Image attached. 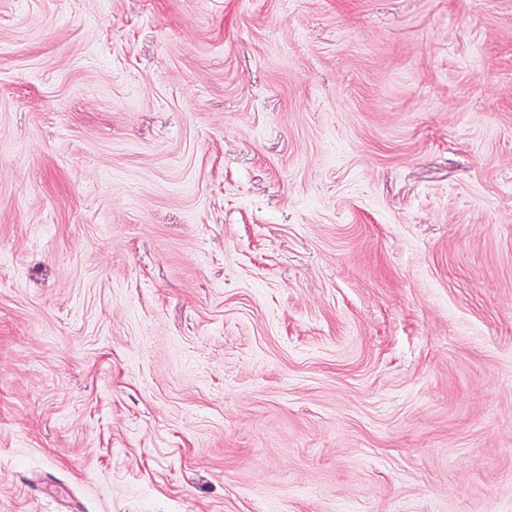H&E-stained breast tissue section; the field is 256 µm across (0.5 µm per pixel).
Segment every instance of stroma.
<instances>
[{
    "label": "stroma",
    "mask_w": 512,
    "mask_h": 512,
    "mask_svg": "<svg viewBox=\"0 0 512 512\" xmlns=\"http://www.w3.org/2000/svg\"><path fill=\"white\" fill-rule=\"evenodd\" d=\"M0 512H512V0H0Z\"/></svg>",
    "instance_id": "stroma-1"
}]
</instances>
